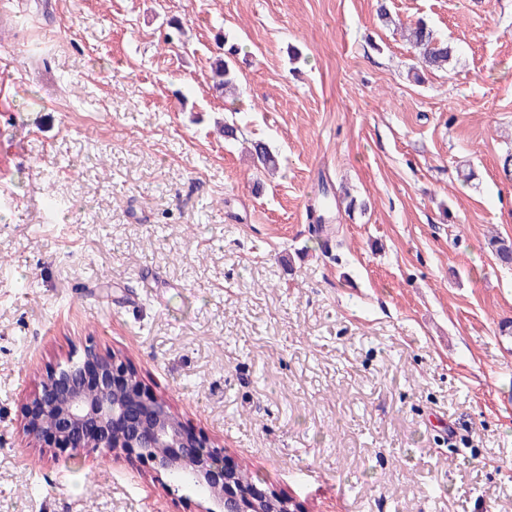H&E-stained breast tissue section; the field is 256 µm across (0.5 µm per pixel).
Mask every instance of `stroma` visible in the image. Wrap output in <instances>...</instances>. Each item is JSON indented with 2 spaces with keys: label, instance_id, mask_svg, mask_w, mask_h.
Returning a JSON list of instances; mask_svg holds the SVG:
<instances>
[{
  "label": "stroma",
  "instance_id": "obj_1",
  "mask_svg": "<svg viewBox=\"0 0 512 512\" xmlns=\"http://www.w3.org/2000/svg\"><path fill=\"white\" fill-rule=\"evenodd\" d=\"M509 158L512 0H0V512H204L28 437L89 345L300 512H512ZM406 39L418 50L419 64L425 70H447L453 55L447 41L436 38L427 24L417 21L406 29Z\"/></svg>",
  "mask_w": 512,
  "mask_h": 512
}]
</instances>
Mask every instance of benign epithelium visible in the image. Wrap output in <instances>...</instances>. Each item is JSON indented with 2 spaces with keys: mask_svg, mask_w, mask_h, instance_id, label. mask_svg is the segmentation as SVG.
Listing matches in <instances>:
<instances>
[{
  "mask_svg": "<svg viewBox=\"0 0 512 512\" xmlns=\"http://www.w3.org/2000/svg\"><path fill=\"white\" fill-rule=\"evenodd\" d=\"M29 435L42 448L77 449L92 433L98 448L148 464L193 486L210 503L204 512H299L293 497L247 488L222 449L188 430L165 401L150 393L116 353L91 346L47 371L26 403Z\"/></svg>",
  "mask_w": 512,
  "mask_h": 512,
  "instance_id": "obj_1",
  "label": "benign epithelium"
}]
</instances>
